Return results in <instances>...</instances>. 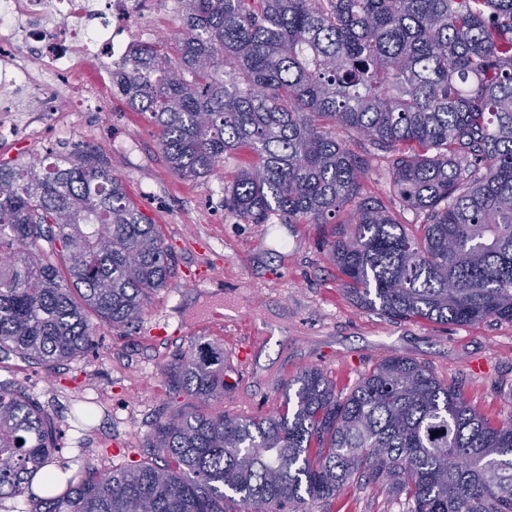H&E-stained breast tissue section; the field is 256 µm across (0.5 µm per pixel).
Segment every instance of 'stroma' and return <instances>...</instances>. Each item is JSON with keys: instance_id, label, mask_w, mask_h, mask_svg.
<instances>
[{"instance_id": "obj_1", "label": "stroma", "mask_w": 512, "mask_h": 512, "mask_svg": "<svg viewBox=\"0 0 512 512\" xmlns=\"http://www.w3.org/2000/svg\"><path fill=\"white\" fill-rule=\"evenodd\" d=\"M29 136L0 140V163L43 164L49 150H93L112 160L129 197L159 224L172 252L174 276L155 292L133 326H100L99 347L45 368L16 356L0 358V382L46 405L60 429L57 465L76 475L86 465L107 471L137 465L162 414L187 409L189 397L170 392L162 368L206 342L224 354L229 385L224 410L255 415L281 407L289 381L323 370L346 394L377 361L403 356L455 385L494 420H512V322L476 325L394 320L354 304L329 255L340 223L288 224L273 217L247 224L224 206V187L253 160L228 153L209 177L184 179L169 167L148 113L112 93L98 111L28 115ZM366 159V195L400 210L382 153L351 143ZM310 512H403L376 486L354 482Z\"/></svg>"}]
</instances>
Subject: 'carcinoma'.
I'll use <instances>...</instances> for the list:
<instances>
[{
  "label": "carcinoma",
  "mask_w": 512,
  "mask_h": 512,
  "mask_svg": "<svg viewBox=\"0 0 512 512\" xmlns=\"http://www.w3.org/2000/svg\"><path fill=\"white\" fill-rule=\"evenodd\" d=\"M178 55L138 43L112 90L150 114L172 170L197 179L248 148L224 187L247 224L352 221L329 252L356 303L396 320L512 322V0H179ZM386 154L417 231L363 195L347 142ZM173 276L160 225L104 156L0 164V352L46 367L97 328L135 323ZM195 401L159 418L152 457L88 468L59 494L35 476L59 452L51 413L0 384V501L29 512H307L360 476L405 512H512V420L493 423L416 360H380L346 395L322 370L284 409L229 415L224 356L167 365ZM460 462L448 464V457Z\"/></svg>",
  "instance_id": "cac0c4a2"
}]
</instances>
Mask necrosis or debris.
<instances>
[{
  "mask_svg": "<svg viewBox=\"0 0 512 512\" xmlns=\"http://www.w3.org/2000/svg\"><path fill=\"white\" fill-rule=\"evenodd\" d=\"M149 0H0V137L22 132L23 112H52L55 97L37 81L62 82L70 109L85 112L112 85V70L148 33ZM97 60L102 80L83 81L82 60Z\"/></svg>",
  "mask_w": 512,
  "mask_h": 512,
  "instance_id": "obj_1",
  "label": "necrosis or debris"
}]
</instances>
